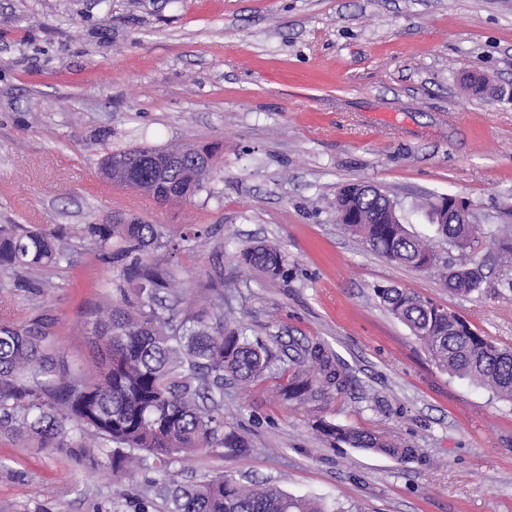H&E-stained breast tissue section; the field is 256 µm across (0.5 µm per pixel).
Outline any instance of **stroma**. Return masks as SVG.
Instances as JSON below:
<instances>
[{
  "label": "stroma",
  "instance_id": "35a3bbf8",
  "mask_svg": "<svg viewBox=\"0 0 512 512\" xmlns=\"http://www.w3.org/2000/svg\"><path fill=\"white\" fill-rule=\"evenodd\" d=\"M141 144L218 147L213 177L185 204L114 188L102 160ZM347 183L386 192L436 251L448 244L425 203L442 194L512 238V0H0V224L68 247L0 285V324L45 319L77 368L84 322L120 271L84 226H202L208 238L177 260L183 283L223 282L225 313L282 359L322 343L347 386L317 409L279 404L275 374L225 381V428L248 446L185 458L178 482L223 474L349 512H512V401L439 368L375 293L411 291L512 348V264L490 246L486 291L451 293L339 222ZM255 242L286 256L284 279L239 265ZM320 419L418 454L330 445ZM151 466L116 477L0 438V512H133Z\"/></svg>",
  "mask_w": 512,
  "mask_h": 512
}]
</instances>
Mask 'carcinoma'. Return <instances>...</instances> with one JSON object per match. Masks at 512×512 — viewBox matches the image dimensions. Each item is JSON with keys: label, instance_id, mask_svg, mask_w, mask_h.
Returning a JSON list of instances; mask_svg holds the SVG:
<instances>
[{"label": "carcinoma", "instance_id": "cac0c4a2", "mask_svg": "<svg viewBox=\"0 0 512 512\" xmlns=\"http://www.w3.org/2000/svg\"><path fill=\"white\" fill-rule=\"evenodd\" d=\"M178 150L206 155L209 168L155 176L150 195L163 204L190 202L214 172L216 149L211 146H135L108 153L102 170L114 157L147 151L163 156ZM358 187L353 183L341 188L336 212L340 220L357 214L359 223L346 228L371 250L392 262L437 273L454 293H482L487 260L481 245L486 239L496 241L493 232L478 224H442L436 201L427 203L438 232L456 251L443 260L408 232L387 205V194L366 196ZM86 232L99 252L123 264L116 300L86 323L95 358L87 369L60 372L48 353L49 332L42 319L1 325L0 436L36 448H65L74 464L114 474L125 472L144 452L153 459L157 477L152 484L170 503L169 512H338L318 501L276 488L245 486L224 475L188 485L174 479L172 468L184 457L207 448L247 447L240 436L224 430V378L247 386L260 382L272 372L276 355L224 315V289L211 279L192 287L196 294L208 293L201 304L184 291L174 305L160 302V292L175 288V272L167 263L152 261L151 250L164 248L175 255L207 230L195 225L173 235L162 225L132 219L89 224ZM66 256L62 235L0 225V271L5 274L21 280ZM240 259L272 280L284 276L286 258L271 245H247ZM376 295L439 367L512 400L511 349L494 345L460 317L410 291L390 286L376 289ZM279 370L287 374L279 391L284 403L319 405L346 386L344 374L319 343L306 346L303 359H293ZM319 431L351 448L401 461L415 457V449L370 431L324 421Z\"/></svg>", "mask_w": 512, "mask_h": 512}]
</instances>
